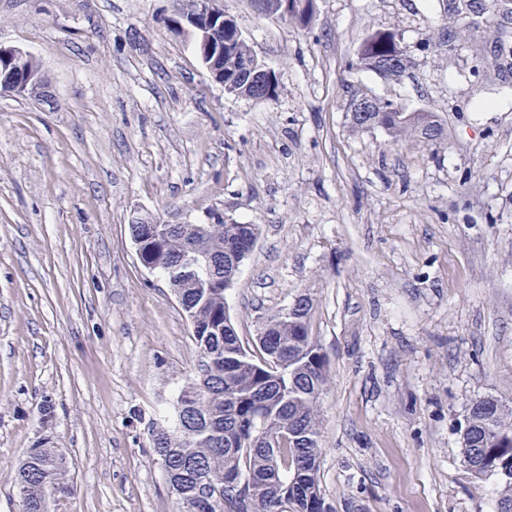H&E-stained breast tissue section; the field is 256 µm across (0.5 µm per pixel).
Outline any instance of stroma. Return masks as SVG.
Returning <instances> with one entry per match:
<instances>
[{
    "mask_svg": "<svg viewBox=\"0 0 512 512\" xmlns=\"http://www.w3.org/2000/svg\"><path fill=\"white\" fill-rule=\"evenodd\" d=\"M220 5L275 72L274 101L215 82L172 0H0V46L32 54L51 92L0 95V512H20L15 469L45 437L70 473L47 512L180 510L149 424L197 350L137 258V213L258 225L226 298L246 342L312 298L332 512H498L501 483L470 476L461 432L474 401L512 405V80L445 0H316L305 28ZM378 28L414 61L402 80L352 66ZM355 93L447 134L354 129Z\"/></svg>",
    "mask_w": 512,
    "mask_h": 512,
    "instance_id": "35a3bbf8",
    "label": "stroma"
}]
</instances>
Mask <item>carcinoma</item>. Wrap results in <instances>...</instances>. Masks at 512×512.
Returning <instances> with one entry per match:
<instances>
[{"mask_svg": "<svg viewBox=\"0 0 512 512\" xmlns=\"http://www.w3.org/2000/svg\"><path fill=\"white\" fill-rule=\"evenodd\" d=\"M304 0H288V17L305 26L312 14ZM453 10L470 19L469 27L500 32L490 22L500 16L512 22V0H449ZM224 76L249 97L248 77L237 73L253 56L235 27L224 31ZM498 75L512 78V43L505 36L485 50ZM400 54L397 35L376 29L361 43L355 65L388 80L401 78L411 60L391 63ZM356 129L380 128L393 142L417 137L438 142L446 135L439 116L420 112L404 119L392 102L372 100L365 114L350 118ZM156 233L143 224L130 226L141 243L142 262L161 271L169 286L181 291V309L197 349L191 377L175 404L152 422L153 452L165 457L169 490L182 512H330L319 484L320 396L329 383V366L310 335L312 299L298 298L292 317L283 311L262 317V332L245 346L234 326L224 327L226 288L224 259L258 236L256 224L204 225L199 233L163 225ZM279 447H266L270 436ZM464 462L481 479L503 483L500 512H512V407L498 399L472 403L464 435ZM238 469L252 482L249 495L226 484V472ZM50 481H45V478ZM15 485L25 487L21 512H46L47 495L70 490V478L58 449L43 443L29 449L17 468Z\"/></svg>", "mask_w": 512, "mask_h": 512, "instance_id": "1", "label": "carcinoma"}]
</instances>
